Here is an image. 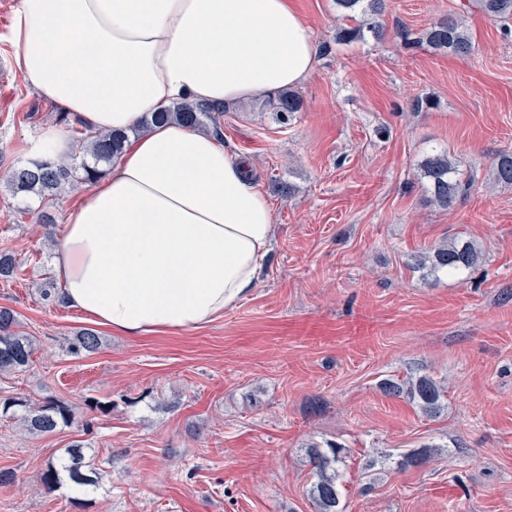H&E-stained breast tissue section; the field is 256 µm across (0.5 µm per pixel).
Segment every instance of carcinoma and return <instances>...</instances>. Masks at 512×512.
I'll list each match as a JSON object with an SVG mask.
<instances>
[{
	"label": "carcinoma",
	"mask_w": 512,
	"mask_h": 512,
	"mask_svg": "<svg viewBox=\"0 0 512 512\" xmlns=\"http://www.w3.org/2000/svg\"><path fill=\"white\" fill-rule=\"evenodd\" d=\"M475 8L492 19L512 20V0H472ZM345 18L360 15L362 20L353 26L337 29L336 40L351 43L365 41L371 37L379 39L383 28L378 17L384 12V0H336ZM399 37L405 47L412 48L420 42H426L437 51H445L456 56H469L474 51L470 36L459 25L458 20L448 16L434 22L421 36L416 37L408 29L399 31ZM272 108L282 120L299 112L303 100L291 90H280L264 103ZM219 108L203 103L189 101L176 102L161 112H149L143 122L131 130L137 134L154 124L170 120H179L198 129L212 130L221 135L220 124L215 112ZM129 133V134H131ZM126 132H99L94 135L76 132L79 151L68 158H55L51 148H45V154L31 158L25 164L11 171L8 183L13 192L34 194L40 203L49 205L62 188L81 190L92 186L105 175L106 167L112 164V158L121 152L128 140ZM421 178L427 181V190L431 201L443 209L454 207L469 191L475 182L473 177H460L453 161L445 151H435L427 155L419 165ZM494 183L512 186V152L497 154L490 167ZM479 260V251L473 242L459 237L448 239V243L430 249L417 256L412 268L425 279H436L442 274L462 273L472 268ZM21 268L16 255L0 250V279L16 276ZM19 322L15 312L9 308H0V371L15 370L29 364L33 355L32 341L15 331ZM99 347V337L92 330L77 335L72 343L76 353H92ZM383 388L391 397L407 396L427 416L433 417L443 409L445 390L434 379L420 376L416 379H387ZM71 419L69 407L49 402L36 410H28L21 422L25 431L32 434L54 432L61 424ZM350 454V450L334 443L321 447L311 444L307 447V456L311 465L309 495L317 512H344L341 504L340 486L343 474L339 465ZM68 479L78 487H95L102 480L94 463L85 460L83 446L73 444L65 450L57 462L50 464L42 476L43 483L52 487Z\"/></svg>",
	"instance_id": "obj_1"
}]
</instances>
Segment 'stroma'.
<instances>
[{"label": "stroma", "instance_id": "35a3bbf8", "mask_svg": "<svg viewBox=\"0 0 512 512\" xmlns=\"http://www.w3.org/2000/svg\"><path fill=\"white\" fill-rule=\"evenodd\" d=\"M19 0H0V249L22 262L0 280V307L16 313L35 352L0 373V406L68 405L73 421L50 435L22 430L0 409V512H315L310 443L336 442L346 512H512V187L486 177L512 151V32L468 0H386L380 40L340 44L347 20L334 0H294L316 48L298 91L304 109L278 122L260 99L225 106L221 141L248 163L273 209L275 236L253 292L213 322L129 338L95 326L59 299L53 256L66 207L37 224L36 198L13 193L7 171L62 115L13 65L6 35ZM454 16L467 57L420 44ZM422 96L434 106L419 112ZM447 151L476 185L454 209L432 203L418 165ZM472 241L469 271L424 279L414 255L448 238ZM100 347L74 354L80 330ZM428 376L448 390L430 418L385 394L388 378ZM106 476L75 491L41 476L74 441ZM426 445L441 454L403 468Z\"/></svg>", "mask_w": 512, "mask_h": 512}]
</instances>
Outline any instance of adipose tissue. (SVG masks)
Here are the masks:
<instances>
[{"mask_svg":"<svg viewBox=\"0 0 512 512\" xmlns=\"http://www.w3.org/2000/svg\"><path fill=\"white\" fill-rule=\"evenodd\" d=\"M7 39L24 81L92 134L176 101L297 87L315 62L288 0H20ZM273 234L271 204L238 155L161 123L67 207L60 300L132 338L196 329L253 290Z\"/></svg>","mask_w":512,"mask_h":512,"instance_id":"1","label":"adipose tissue"}]
</instances>
